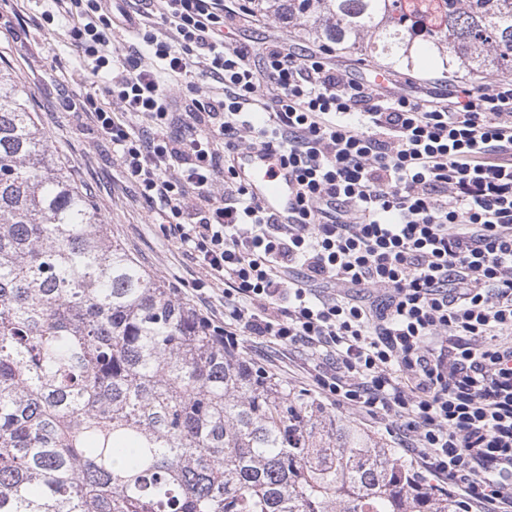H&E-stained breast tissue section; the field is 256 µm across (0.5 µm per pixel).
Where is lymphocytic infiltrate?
Listing matches in <instances>:
<instances>
[{
  "label": "lymphocytic infiltrate",
  "mask_w": 512,
  "mask_h": 512,
  "mask_svg": "<svg viewBox=\"0 0 512 512\" xmlns=\"http://www.w3.org/2000/svg\"><path fill=\"white\" fill-rule=\"evenodd\" d=\"M49 2L74 21L82 80L109 81V105L72 110L223 285L225 343L308 350L317 393L381 424L471 512H512V78L384 92L324 47L273 39L252 64L224 43L244 2L141 0L163 36L125 0ZM211 81L206 103L177 104ZM242 139L287 158L292 222L236 179Z\"/></svg>",
  "instance_id": "lymphocytic-infiltrate-1"
}]
</instances>
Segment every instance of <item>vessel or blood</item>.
<instances>
[{
	"label": "vessel or blood",
	"mask_w": 512,
	"mask_h": 512,
	"mask_svg": "<svg viewBox=\"0 0 512 512\" xmlns=\"http://www.w3.org/2000/svg\"><path fill=\"white\" fill-rule=\"evenodd\" d=\"M231 163L256 201L274 213L279 223L291 221L295 175L278 151L255 147L234 154Z\"/></svg>",
	"instance_id": "vessel-or-blood-1"
}]
</instances>
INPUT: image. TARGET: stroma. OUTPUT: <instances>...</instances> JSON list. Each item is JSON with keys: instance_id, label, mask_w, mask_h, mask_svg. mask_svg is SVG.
<instances>
[{"instance_id": "obj_1", "label": "stroma", "mask_w": 512, "mask_h": 512, "mask_svg": "<svg viewBox=\"0 0 512 512\" xmlns=\"http://www.w3.org/2000/svg\"><path fill=\"white\" fill-rule=\"evenodd\" d=\"M46 0H26L23 8L27 30L14 37L15 20L9 9L0 10V66L14 73L29 97L31 109L49 135L53 150L69 167L77 183L88 192L111 237L166 287L175 298L199 306L195 287L204 272L190 262L180 246L165 232L155 207L140 197L135 184L122 172L112 148L96 137L85 115L67 111L50 81L52 70L75 72L79 52L72 45L67 24H47L43 13ZM279 38L292 44L297 53L311 50V43L274 19L242 23L229 36V46L244 50L250 60H258L267 39ZM202 316L214 325L224 323V300L214 292ZM239 351L255 365L274 374L288 387H311L309 356L301 349H288L267 342L240 340Z\"/></svg>"}]
</instances>
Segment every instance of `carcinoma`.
<instances>
[{
    "label": "carcinoma",
    "mask_w": 512,
    "mask_h": 512,
    "mask_svg": "<svg viewBox=\"0 0 512 512\" xmlns=\"http://www.w3.org/2000/svg\"><path fill=\"white\" fill-rule=\"evenodd\" d=\"M407 70L512 75V0H250ZM0 512H462L381 440L224 346L112 240L0 68Z\"/></svg>",
    "instance_id": "carcinoma-1"
}]
</instances>
